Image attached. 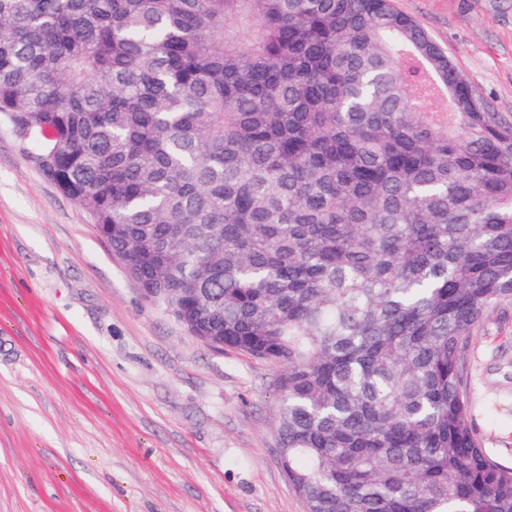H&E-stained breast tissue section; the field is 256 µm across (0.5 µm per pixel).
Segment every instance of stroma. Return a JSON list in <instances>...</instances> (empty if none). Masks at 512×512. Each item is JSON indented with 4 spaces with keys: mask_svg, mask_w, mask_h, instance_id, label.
<instances>
[{
    "mask_svg": "<svg viewBox=\"0 0 512 512\" xmlns=\"http://www.w3.org/2000/svg\"><path fill=\"white\" fill-rule=\"evenodd\" d=\"M512 121V0H396ZM0 124V512H305L280 367L189 335ZM472 424L512 466V308L469 356Z\"/></svg>",
    "mask_w": 512,
    "mask_h": 512,
    "instance_id": "obj_1",
    "label": "stroma"
}]
</instances>
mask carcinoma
<instances>
[{
    "mask_svg": "<svg viewBox=\"0 0 512 512\" xmlns=\"http://www.w3.org/2000/svg\"><path fill=\"white\" fill-rule=\"evenodd\" d=\"M0 119L176 320L283 368L306 512H512L468 384L512 122L395 0H0Z\"/></svg>",
    "mask_w": 512,
    "mask_h": 512,
    "instance_id": "1",
    "label": "carcinoma"
}]
</instances>
